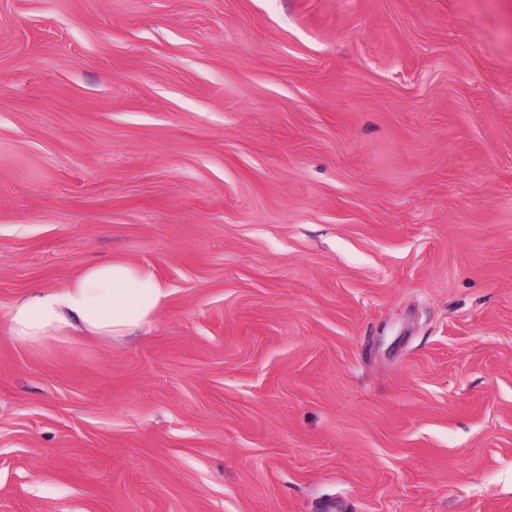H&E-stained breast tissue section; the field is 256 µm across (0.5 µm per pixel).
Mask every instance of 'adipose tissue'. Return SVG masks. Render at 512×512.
Instances as JSON below:
<instances>
[{
	"label": "adipose tissue",
	"mask_w": 512,
	"mask_h": 512,
	"mask_svg": "<svg viewBox=\"0 0 512 512\" xmlns=\"http://www.w3.org/2000/svg\"><path fill=\"white\" fill-rule=\"evenodd\" d=\"M169 294L148 267L92 260L62 287L37 288L17 297L6 320L11 338L23 346L75 336L108 343L151 325Z\"/></svg>",
	"instance_id": "1"
}]
</instances>
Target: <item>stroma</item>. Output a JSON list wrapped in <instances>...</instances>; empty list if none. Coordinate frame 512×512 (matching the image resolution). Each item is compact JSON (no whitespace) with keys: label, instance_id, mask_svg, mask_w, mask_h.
I'll return each instance as SVG.
<instances>
[{"label":"stroma","instance_id":"stroma-1","mask_svg":"<svg viewBox=\"0 0 512 512\" xmlns=\"http://www.w3.org/2000/svg\"><path fill=\"white\" fill-rule=\"evenodd\" d=\"M0 512H512V0H0ZM170 290L148 267L89 261L61 288H35L17 297L6 320L18 344L38 347L96 336L104 342L149 326Z\"/></svg>","mask_w":512,"mask_h":512}]
</instances>
